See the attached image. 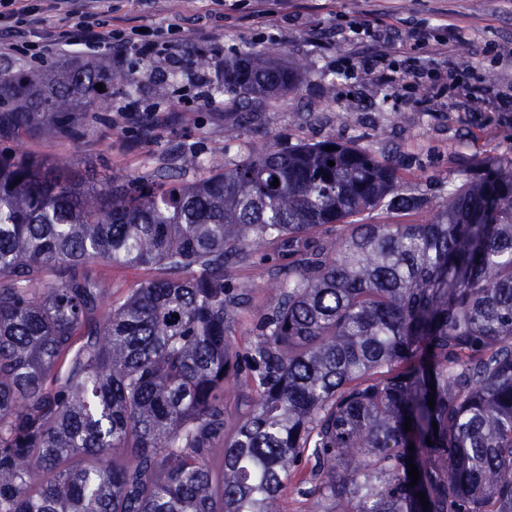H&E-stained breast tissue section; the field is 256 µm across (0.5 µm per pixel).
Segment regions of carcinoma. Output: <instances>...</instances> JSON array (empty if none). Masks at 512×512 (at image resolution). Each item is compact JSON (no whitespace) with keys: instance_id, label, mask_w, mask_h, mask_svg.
Masks as SVG:
<instances>
[{"instance_id":"carcinoma-1","label":"carcinoma","mask_w":512,"mask_h":512,"mask_svg":"<svg viewBox=\"0 0 512 512\" xmlns=\"http://www.w3.org/2000/svg\"><path fill=\"white\" fill-rule=\"evenodd\" d=\"M197 64L236 99L306 69L272 46ZM133 85L107 60L0 69V137H73ZM381 206L424 201L336 139L99 185L0 152V512H283L304 457L314 512H512V160L412 224L367 223ZM273 244L243 354L228 269ZM101 261L155 276L105 314Z\"/></svg>"}]
</instances>
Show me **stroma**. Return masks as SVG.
Wrapping results in <instances>:
<instances>
[{
	"label": "stroma",
	"mask_w": 512,
	"mask_h": 512,
	"mask_svg": "<svg viewBox=\"0 0 512 512\" xmlns=\"http://www.w3.org/2000/svg\"><path fill=\"white\" fill-rule=\"evenodd\" d=\"M361 18L374 27H449V60L469 67L492 88L512 86V0H112V27L134 40L178 42L184 67L148 68L135 57L113 64L133 75L129 97L108 112L89 113L77 137L51 138L32 130L0 138V149L65 162L84 177H151L177 154L239 161L249 151L337 139L387 157L402 192L436 205L449 187L478 177L479 162L512 159V112L494 96L452 106L465 84L414 91L393 104L391 91L365 79L357 63L371 54L364 39L341 37L340 25ZM273 46L288 63H306L295 91L275 100L233 103L221 92L223 75L201 68L198 56L218 60ZM169 94L159 98V82ZM237 129V139L224 137ZM249 289L236 328L247 350L256 325L279 291L266 264L235 271ZM310 462L290 472L283 512H312Z\"/></svg>",
	"instance_id": "1"
}]
</instances>
